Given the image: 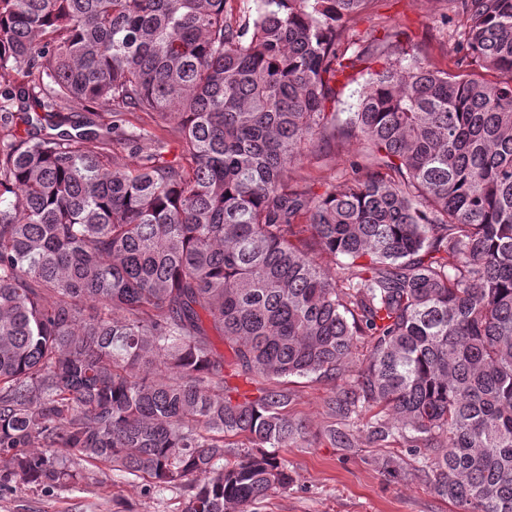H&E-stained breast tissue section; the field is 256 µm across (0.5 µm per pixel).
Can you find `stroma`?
Returning a JSON list of instances; mask_svg holds the SVG:
<instances>
[{
  "mask_svg": "<svg viewBox=\"0 0 512 512\" xmlns=\"http://www.w3.org/2000/svg\"><path fill=\"white\" fill-rule=\"evenodd\" d=\"M447 13V0H379L373 12L350 22L345 42L388 38L443 68L456 46L452 26L444 22ZM361 160L362 149L353 142L330 157L308 158L297 174L318 186L335 183ZM337 386L329 377L289 378L293 410L305 421L307 434L297 447L279 451L295 479L293 486L270 496L256 512H457L422 481L388 480L385 461L408 470L416 467L408 451L370 444L361 431L349 453L323 440L321 433L331 423L324 400ZM188 495L184 487L158 491L116 472L100 484L44 488L0 469V512H183Z\"/></svg>",
  "mask_w": 512,
  "mask_h": 512,
  "instance_id": "1",
  "label": "stroma"
}]
</instances>
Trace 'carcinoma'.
Segmentation results:
<instances>
[{"label":"carcinoma","instance_id":"obj_1","mask_svg":"<svg viewBox=\"0 0 512 512\" xmlns=\"http://www.w3.org/2000/svg\"><path fill=\"white\" fill-rule=\"evenodd\" d=\"M229 2L0 0V461L253 512L294 482L288 378L329 375L331 445L360 422L460 512H512V0H448V69L346 55L376 0ZM351 140L365 179L289 176Z\"/></svg>","mask_w":512,"mask_h":512}]
</instances>
